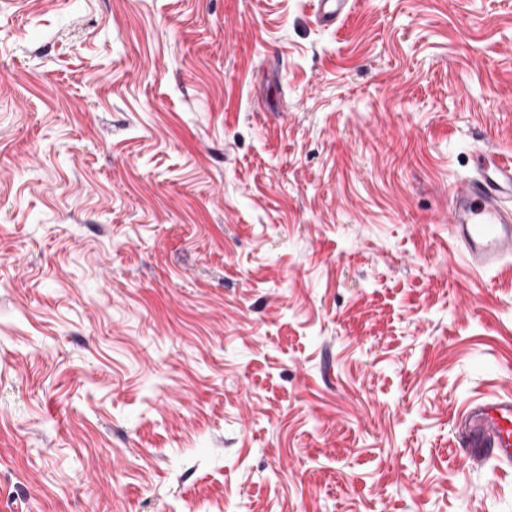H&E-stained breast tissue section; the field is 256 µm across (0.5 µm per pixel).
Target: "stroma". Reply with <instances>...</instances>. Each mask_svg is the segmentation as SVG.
Wrapping results in <instances>:
<instances>
[{"label":"stroma","mask_w":512,"mask_h":512,"mask_svg":"<svg viewBox=\"0 0 512 512\" xmlns=\"http://www.w3.org/2000/svg\"><path fill=\"white\" fill-rule=\"evenodd\" d=\"M0 0V512H512V0ZM355 2L353 0H318L317 23L322 26L336 24L348 14ZM448 233L477 274L512 259V158L479 151L474 174L450 191ZM465 433L467 459L475 467L486 460L512 464V395L472 403L458 416Z\"/></svg>","instance_id":"stroma-1"}]
</instances>
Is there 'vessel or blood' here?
<instances>
[{
    "label": "vessel or blood",
    "mask_w": 512,
    "mask_h": 512,
    "mask_svg": "<svg viewBox=\"0 0 512 512\" xmlns=\"http://www.w3.org/2000/svg\"><path fill=\"white\" fill-rule=\"evenodd\" d=\"M354 0H318L316 21L336 24ZM448 233L469 267L478 274L496 271L512 259V158L478 152L472 176L450 191ZM467 458L474 466L493 459L512 464V395L472 403L459 415Z\"/></svg>",
    "instance_id": "b4317fda"
}]
</instances>
